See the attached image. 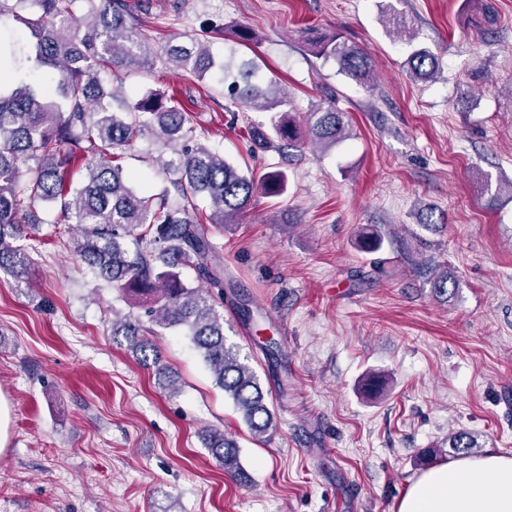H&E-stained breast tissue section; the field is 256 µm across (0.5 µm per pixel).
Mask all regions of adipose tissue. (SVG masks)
Wrapping results in <instances>:
<instances>
[{"instance_id":"1","label":"adipose tissue","mask_w":512,"mask_h":512,"mask_svg":"<svg viewBox=\"0 0 512 512\" xmlns=\"http://www.w3.org/2000/svg\"><path fill=\"white\" fill-rule=\"evenodd\" d=\"M396 512H512V457L463 456L423 471Z\"/></svg>"}]
</instances>
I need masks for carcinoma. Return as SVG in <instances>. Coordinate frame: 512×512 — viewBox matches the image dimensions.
Wrapping results in <instances>:
<instances>
[{"instance_id": "carcinoma-1", "label": "carcinoma", "mask_w": 512, "mask_h": 512, "mask_svg": "<svg viewBox=\"0 0 512 512\" xmlns=\"http://www.w3.org/2000/svg\"><path fill=\"white\" fill-rule=\"evenodd\" d=\"M152 0L131 8L127 0H0V20L25 25L35 39L36 62L60 72L52 84L21 82L10 91L0 88V271L16 281L29 279L30 259L24 242L41 222L36 204L59 205V224H74L82 240L76 242L81 260L121 296L145 307L150 326L128 315L112 322V335L123 336L140 362H152L166 375L157 346L149 340L159 329L184 328L217 387L241 411L253 435L262 438L276 426L274 408L256 373L240 362L224 338V258L208 237L203 221L230 224L259 194L285 192L287 176L271 171L257 178L244 174L224 155L196 141L193 126L175 96L153 90L136 101L120 99L113 83L125 68L147 65L163 54L167 63L199 79L223 70L208 41L168 42L157 53L141 32L139 14H149ZM83 15H77V11ZM387 23L399 36L413 39L412 20L392 12ZM318 51L332 57L348 78L372 77L370 56L341 37L328 36ZM411 73L427 80L438 71L437 56L427 47L414 50L407 60ZM253 68L227 86L234 106L258 107L261 88L252 83ZM285 97L267 101L276 111L270 127L254 126L252 140L262 146L276 139L298 146V132L289 118ZM311 142L332 147L349 136V120L335 104L313 113ZM154 130L164 145L176 147L178 162L162 168L174 175L175 196L165 190L143 195L116 164L120 152L143 132ZM86 161L84 181L77 187L68 177L79 159ZM206 195L210 214H203L199 197ZM360 247L378 252L383 236L365 230ZM195 268L202 285L193 287L181 269ZM457 288L448 267L430 280L433 297L447 303ZM204 446L240 483L250 477L239 463L234 440L218 429L203 434ZM448 447L459 454L480 448L469 432L448 436Z\"/></svg>"}]
</instances>
